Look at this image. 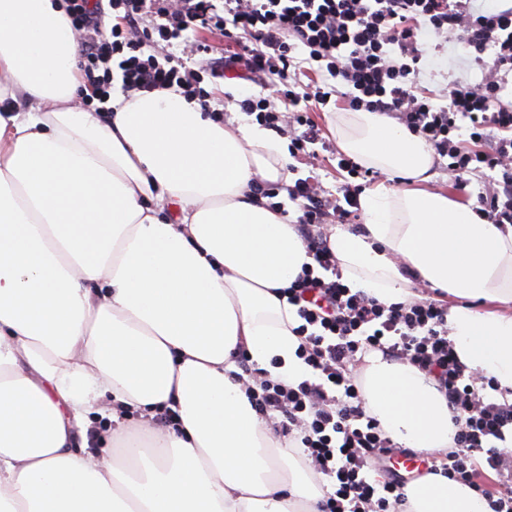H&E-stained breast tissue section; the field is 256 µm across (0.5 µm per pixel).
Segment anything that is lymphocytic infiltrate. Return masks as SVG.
<instances>
[{
  "instance_id": "1",
  "label": "lymphocytic infiltrate",
  "mask_w": 512,
  "mask_h": 512,
  "mask_svg": "<svg viewBox=\"0 0 512 512\" xmlns=\"http://www.w3.org/2000/svg\"><path fill=\"white\" fill-rule=\"evenodd\" d=\"M80 38L79 65L95 85L98 100L110 95L113 79L128 92L178 88L185 97L205 100L201 79L183 60H158L148 44L170 42L199 24L215 23L224 34L220 72L244 66L271 95L288 96L295 113L282 116L270 97L250 95L243 111L277 127L281 118L299 126L291 145L306 151L319 134L307 117L331 94L291 76L293 54L304 50L325 76L342 88L355 110L394 115L448 160L456 186L470 174L490 171L492 185L477 203L493 223H512V101L501 93L512 80V6L495 0H225L216 15L212 0H108L123 23L102 25L103 13L90 0H67ZM148 28H140L143 18ZM463 32L465 47L485 55L483 82H453L441 102L422 90L417 77L425 62L423 31ZM343 204L318 197L307 180H297L289 195L297 200V230L314 266L288 288V301L301 319L298 355L310 376L290 385L267 379L250 399L260 415L276 414L282 433L295 436L314 469L331 479L322 512H404L406 477L374 474L391 457L403 454L362 406L363 385L355 372L373 351L407 362L424 372L445 396L455 427L454 449L427 472L479 489L484 471L498 476L493 512H512V468L499 444L512 431V403L490 396L492 379L476 375L459 359L448 338V308L428 297L389 306L341 280L326 234L327 217L347 223L356 191L344 185Z\"/></svg>"
}]
</instances>
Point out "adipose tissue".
Wrapping results in <instances>:
<instances>
[{
	"label": "adipose tissue",
	"mask_w": 512,
	"mask_h": 512,
	"mask_svg": "<svg viewBox=\"0 0 512 512\" xmlns=\"http://www.w3.org/2000/svg\"><path fill=\"white\" fill-rule=\"evenodd\" d=\"M79 49L64 0H0V512H318L319 474L256 412L259 379L237 364L310 376L282 291L314 259L294 213L250 191L287 196L283 140L171 89L113 94L107 117L82 108ZM329 129L412 182L365 191L363 224L334 227L343 282L386 305L421 285L457 299L459 359L512 401V224L428 190L432 149L389 116L339 112ZM364 361V407L388 436L447 451L432 380L378 351ZM162 407L175 427L148 426ZM98 412L118 453L76 444ZM404 492L407 512H491L440 474Z\"/></svg>",
	"instance_id": "ef3b65f1"
}]
</instances>
